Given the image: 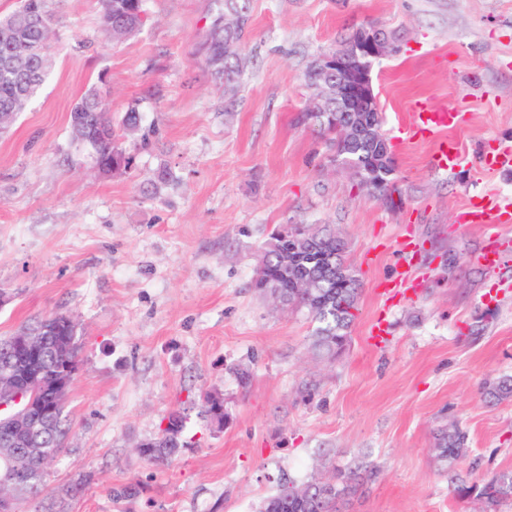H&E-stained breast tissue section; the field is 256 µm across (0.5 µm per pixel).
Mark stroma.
<instances>
[{"label": "stroma", "instance_id": "1", "mask_svg": "<svg viewBox=\"0 0 512 512\" xmlns=\"http://www.w3.org/2000/svg\"><path fill=\"white\" fill-rule=\"evenodd\" d=\"M51 7L56 65L0 135V337L71 316L80 370L64 448L16 512H257L281 476L361 462L376 475L344 512H479L433 446L454 424L468 434L461 480L512 468V399L482 395L512 376V254L498 271L478 260L488 237L512 244V221H460L473 202L512 204V169L481 165L512 151V0H251L231 106L203 55L214 0H146L147 24L118 42L99 0ZM367 22L400 35L373 69L397 209L296 121L310 62ZM94 85L114 120L142 115L124 140L130 171L99 174L71 135ZM420 102L456 107L454 170L437 165L438 137L405 139ZM163 165L177 180L153 189ZM284 224H330L347 243L359 314L336 358L315 352L307 315L250 286ZM203 391L223 399L224 424L204 415ZM174 411L189 446L158 467L138 446ZM131 484L140 494L120 497Z\"/></svg>", "mask_w": 512, "mask_h": 512}]
</instances>
